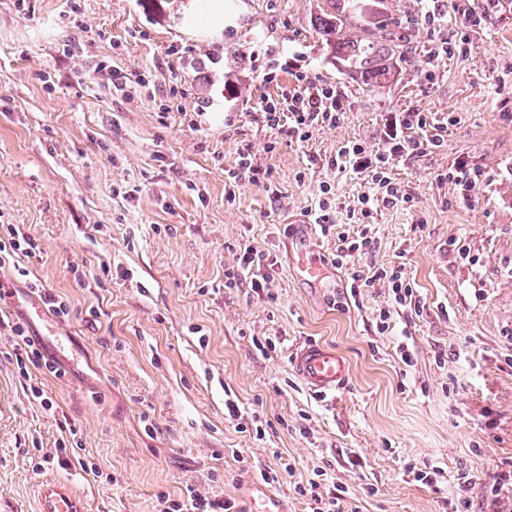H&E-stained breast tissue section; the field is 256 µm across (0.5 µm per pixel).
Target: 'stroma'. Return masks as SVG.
Masks as SVG:
<instances>
[{
    "instance_id": "35a3bbf8",
    "label": "stroma",
    "mask_w": 512,
    "mask_h": 512,
    "mask_svg": "<svg viewBox=\"0 0 512 512\" xmlns=\"http://www.w3.org/2000/svg\"><path fill=\"white\" fill-rule=\"evenodd\" d=\"M193 2L0 0V224L37 244L0 306V512H39L49 480L78 491L85 512H165L191 489L235 512H263L270 495L310 512L294 488L314 481L357 512H449L463 476L472 512H512V485L486 494L512 471V0L471 28L457 0H444L442 25L430 0H361L344 38L401 16L412 46L374 87L318 35L324 0H223L222 30L191 34ZM444 38L464 51L435 57ZM68 43L81 53L64 55ZM104 66L149 82L115 90ZM297 71L335 86L346 109L304 142L254 119ZM408 109L448 128L442 147L393 166L410 203L316 231L329 260L341 233L368 231L374 249L336 266L338 287L302 284L291 216L325 180L351 205L367 186L329 158L348 141L378 148L385 113ZM245 143L278 195L246 183L226 200L224 171ZM461 158L485 173L468 200L441 179ZM243 242L273 264L269 294L225 287ZM398 265L419 308L379 283L351 295L352 274ZM37 283L70 317L31 308ZM16 321L61 376L20 372ZM310 342L350 364L335 397L291 370ZM284 460L293 475L265 483ZM411 465L440 473L422 484Z\"/></svg>"
}]
</instances>
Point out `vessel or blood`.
Returning <instances> with one entry per match:
<instances>
[{
	"label": "vessel or blood",
	"mask_w": 512,
	"mask_h": 512,
	"mask_svg": "<svg viewBox=\"0 0 512 512\" xmlns=\"http://www.w3.org/2000/svg\"><path fill=\"white\" fill-rule=\"evenodd\" d=\"M295 234L308 242V256L296 268L298 280L318 284L327 275L328 263L319 247L310 245L312 227L298 222ZM292 368L306 388L322 396L335 394L348 381L350 368L347 359L335 349L307 344L292 354ZM39 512H84V502L73 489L60 482L47 484L39 501Z\"/></svg>",
	"instance_id": "obj_1"
}]
</instances>
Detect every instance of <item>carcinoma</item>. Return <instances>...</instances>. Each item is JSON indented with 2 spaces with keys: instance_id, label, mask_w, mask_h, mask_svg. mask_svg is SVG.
Here are the masks:
<instances>
[{
  "instance_id": "cac0c4a2",
  "label": "carcinoma",
  "mask_w": 512,
  "mask_h": 512,
  "mask_svg": "<svg viewBox=\"0 0 512 512\" xmlns=\"http://www.w3.org/2000/svg\"><path fill=\"white\" fill-rule=\"evenodd\" d=\"M339 13H325L319 21L318 34L332 53L368 85H378L391 76V61L406 56L405 22L393 21V28L374 34L369 39L341 38L344 20Z\"/></svg>"
}]
</instances>
